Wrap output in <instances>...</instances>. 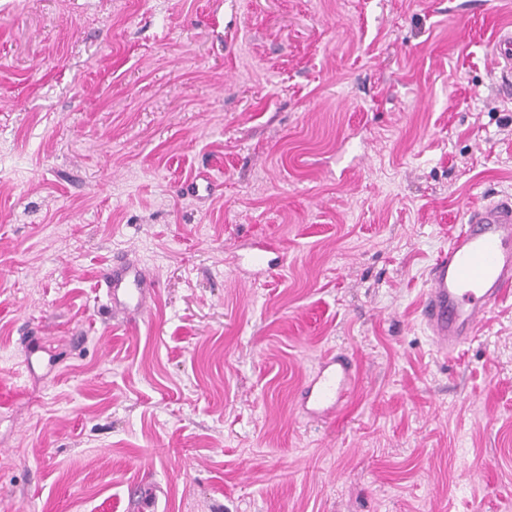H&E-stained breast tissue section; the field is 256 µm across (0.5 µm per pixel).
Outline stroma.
<instances>
[{
  "instance_id": "1",
  "label": "stroma",
  "mask_w": 512,
  "mask_h": 512,
  "mask_svg": "<svg viewBox=\"0 0 512 512\" xmlns=\"http://www.w3.org/2000/svg\"><path fill=\"white\" fill-rule=\"evenodd\" d=\"M498 0H0V512H512V296L426 270L512 198ZM270 239L284 265L233 267ZM156 283L115 322L114 254ZM343 349L350 396L298 413ZM428 283L422 320L436 346L450 355L512 294V199L467 208L430 266ZM170 497L167 484L140 479L128 490L126 512H166Z\"/></svg>"
}]
</instances>
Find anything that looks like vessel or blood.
<instances>
[{"label": "vessel or blood", "instance_id": "vessel-or-blood-1", "mask_svg": "<svg viewBox=\"0 0 512 512\" xmlns=\"http://www.w3.org/2000/svg\"><path fill=\"white\" fill-rule=\"evenodd\" d=\"M498 89L512 96V32L500 31L491 45ZM271 245L253 242L247 262L258 271L276 270ZM429 289L421 316L436 346L451 354L472 340L490 313L512 296V199L467 208L464 220L429 269ZM113 316L144 313L155 292L146 267L124 256L112 259L101 276ZM352 364L344 352L328 350L301 391L300 408L315 422H327L347 398ZM167 485L138 481L128 491L126 512H168Z\"/></svg>", "mask_w": 512, "mask_h": 512}]
</instances>
